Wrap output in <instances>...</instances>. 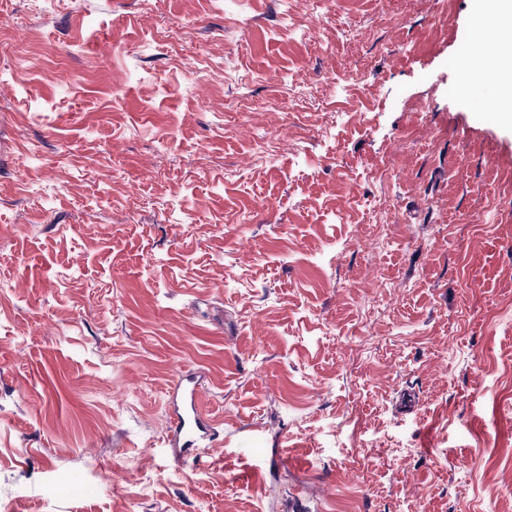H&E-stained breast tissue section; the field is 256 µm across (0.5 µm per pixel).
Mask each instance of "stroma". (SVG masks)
Listing matches in <instances>:
<instances>
[{
	"label": "stroma",
	"mask_w": 512,
	"mask_h": 512,
	"mask_svg": "<svg viewBox=\"0 0 512 512\" xmlns=\"http://www.w3.org/2000/svg\"><path fill=\"white\" fill-rule=\"evenodd\" d=\"M474 18L0 0V512H512V123L457 94ZM182 371L216 426L177 458Z\"/></svg>",
	"instance_id": "35a3bbf8"
}]
</instances>
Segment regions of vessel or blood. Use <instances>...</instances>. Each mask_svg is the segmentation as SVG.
Segmentation results:
<instances>
[{"mask_svg":"<svg viewBox=\"0 0 512 512\" xmlns=\"http://www.w3.org/2000/svg\"><path fill=\"white\" fill-rule=\"evenodd\" d=\"M204 395V387L194 378L182 374L173 381L169 443L175 450L197 447L200 440L210 436L213 423L202 410Z\"/></svg>","mask_w":512,"mask_h":512,"instance_id":"obj_1","label":"vessel or blood"}]
</instances>
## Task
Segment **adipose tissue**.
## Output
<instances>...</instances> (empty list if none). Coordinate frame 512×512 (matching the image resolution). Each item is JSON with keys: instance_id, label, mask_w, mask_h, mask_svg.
Returning a JSON list of instances; mask_svg holds the SVG:
<instances>
[{"instance_id": "adipose-tissue-1", "label": "adipose tissue", "mask_w": 512, "mask_h": 512, "mask_svg": "<svg viewBox=\"0 0 512 512\" xmlns=\"http://www.w3.org/2000/svg\"><path fill=\"white\" fill-rule=\"evenodd\" d=\"M490 39L473 35L470 50L462 60L467 74L465 82L459 87L462 98H470L484 88L512 90V58L495 56Z\"/></svg>"}]
</instances>
